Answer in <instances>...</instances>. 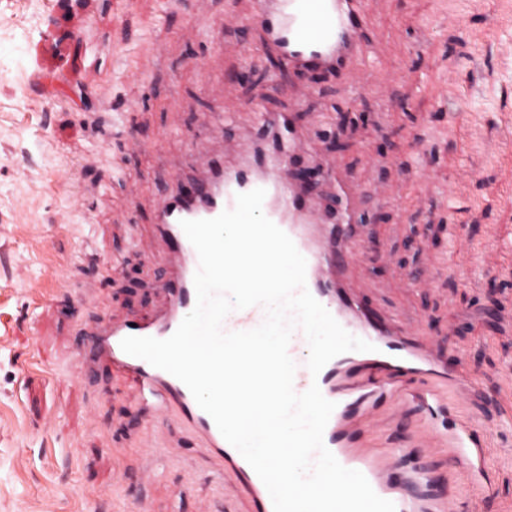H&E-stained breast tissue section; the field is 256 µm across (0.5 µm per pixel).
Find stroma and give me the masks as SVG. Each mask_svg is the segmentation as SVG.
Here are the masks:
<instances>
[{"mask_svg":"<svg viewBox=\"0 0 512 512\" xmlns=\"http://www.w3.org/2000/svg\"><path fill=\"white\" fill-rule=\"evenodd\" d=\"M362 4L374 29L362 63L244 83L276 56L257 0H0V512H43L50 488L55 512H132L142 497L197 512L199 491L250 512L186 427L154 426L119 376L84 362L79 327L152 310L163 267L138 246L157 199L169 176L202 177L195 137L237 164L256 109L290 114L299 163L322 169L319 202L361 188L374 248L348 286L471 375L477 397L450 399L486 432L497 483L482 494L396 403L362 425L363 447L404 436L460 499L512 512V0ZM100 253L121 270L102 276ZM154 461L162 474L143 485Z\"/></svg>","mask_w":512,"mask_h":512,"instance_id":"35a3bbf8","label":"stroma"}]
</instances>
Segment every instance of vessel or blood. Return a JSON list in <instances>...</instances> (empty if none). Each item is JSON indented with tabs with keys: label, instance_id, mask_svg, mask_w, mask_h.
<instances>
[{
	"label": "vessel or blood",
	"instance_id": "1",
	"mask_svg": "<svg viewBox=\"0 0 512 512\" xmlns=\"http://www.w3.org/2000/svg\"><path fill=\"white\" fill-rule=\"evenodd\" d=\"M255 19L276 45L281 61L306 70L344 71L363 55L370 38L360 0H258ZM298 138L290 116L283 114L268 130H257L238 165L225 167L222 157L215 156L209 181L171 180L155 209V238L166 248L167 270L157 305L146 316L107 318L85 327L88 353L96 364L128 382L156 422L178 417L218 463V478L232 479L244 490L251 512H273L263 482L189 389L120 346L128 336L170 337L196 304L194 276L199 259L181 221L215 218L234 207L237 194L264 189L265 216L292 239L307 262L309 292L347 332L374 346L370 352L341 354L314 376L306 366L309 349L303 332L297 329L292 334L288 351L296 363L295 391L318 385L336 405L324 431L327 449L342 466L360 471L378 496L394 503L396 512H482L479 501L464 502L452 493L438 501V481L428 464L413 466L399 480L387 471L382 454L354 443L358 426L378 403L389 399L419 412L432 431L447 434L461 475L474 481L487 476L484 434L437 388L444 382L466 390L469 378L461 372L449 373L427 339L413 337L397 321L385 323L369 315L344 292L342 270L363 255L353 244L363 217L347 204L352 188L341 189L343 202L332 212L317 204L312 192L297 190L288 182L282 163L293 158ZM264 318V309L253 306L230 313L223 329L251 330Z\"/></svg>",
	"mask_w": 512,
	"mask_h": 512
}]
</instances>
